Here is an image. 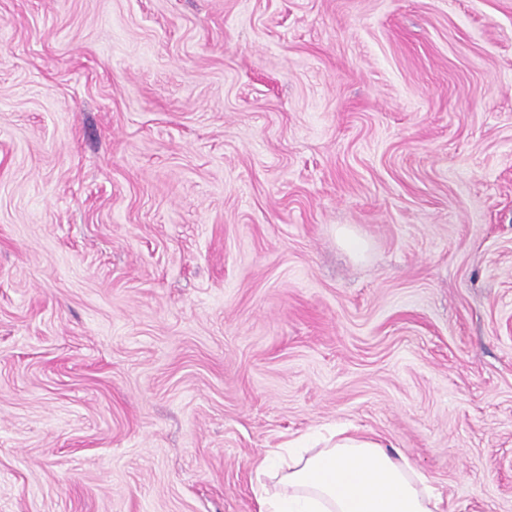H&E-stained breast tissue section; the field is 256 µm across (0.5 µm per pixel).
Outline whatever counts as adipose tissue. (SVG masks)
<instances>
[{"mask_svg": "<svg viewBox=\"0 0 512 512\" xmlns=\"http://www.w3.org/2000/svg\"><path fill=\"white\" fill-rule=\"evenodd\" d=\"M258 512H448V500L374 436L339 430L314 448L260 452Z\"/></svg>", "mask_w": 512, "mask_h": 512, "instance_id": "adipose-tissue-1", "label": "adipose tissue"}]
</instances>
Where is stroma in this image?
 Here are the masks:
<instances>
[{"mask_svg": "<svg viewBox=\"0 0 512 512\" xmlns=\"http://www.w3.org/2000/svg\"><path fill=\"white\" fill-rule=\"evenodd\" d=\"M336 426L512 512V0H0V512Z\"/></svg>", "mask_w": 512, "mask_h": 512, "instance_id": "obj_1", "label": "stroma"}]
</instances>
